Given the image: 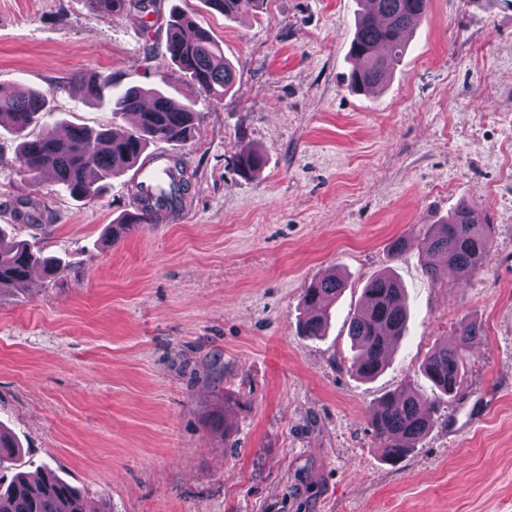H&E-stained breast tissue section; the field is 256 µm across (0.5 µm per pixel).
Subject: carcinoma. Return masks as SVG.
<instances>
[{"label": "carcinoma", "instance_id": "obj_1", "mask_svg": "<svg viewBox=\"0 0 512 512\" xmlns=\"http://www.w3.org/2000/svg\"><path fill=\"white\" fill-rule=\"evenodd\" d=\"M160 0H87L89 9L98 15L150 14L157 11ZM364 5L359 13L350 54L356 62L349 83L362 91L383 86L400 64L406 49L407 34L426 16L429 0H358ZM207 6L226 16L237 17L257 11L263 0H205ZM195 25L194 19L174 10L169 21L166 52L186 81L216 98H224L233 88L235 76L224 60V51L206 31L197 30L193 39L184 31ZM109 79L90 77L83 80V94L88 101H98ZM48 94L29 88L0 86V124L9 123L17 135L16 159L26 179L39 183L46 172L54 176L75 199H94L102 194L104 182L136 163L148 146L157 141L176 145L187 142L197 120L193 105L172 104L166 91L159 88L131 86L112 98L113 115L130 118L132 128L120 135L111 129H88L65 121L59 130L32 138L28 129L48 111ZM263 161L252 150L237 155L240 172L248 175ZM169 190L152 193L140 183L133 198L147 222L162 211L182 205L188 191V179L179 159L172 157L164 167ZM475 207L463 203L455 207L441 224H421L415 234L401 237L391 244L399 254L416 244L428 259L427 277L438 282L453 270L468 277L479 269L489 250L487 225L475 219ZM60 261L44 257L24 241L4 243L0 229V298L14 286L26 281L39 270L54 277ZM345 287L340 274H328L305 290L306 315L299 322L301 335L318 340L325 335L330 317L329 303ZM407 322L405 289L388 272L369 279L363 288L360 307L349 325L355 355L352 369L370 379L385 367L394 343L403 336ZM477 334L474 324L461 326L457 337L437 344L423 364L426 376L448 397H454L464 373V352ZM431 405L421 401L407 388L385 395L373 411L370 426L376 447L383 459L398 461L412 452L434 425ZM18 453L14 438L0 428V470L9 467ZM0 512H87L80 489L59 478L49 468L34 483L23 473L4 484L0 482Z\"/></svg>", "mask_w": 512, "mask_h": 512}]
</instances>
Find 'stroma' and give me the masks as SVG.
<instances>
[{
  "label": "stroma",
  "instance_id": "stroma-1",
  "mask_svg": "<svg viewBox=\"0 0 512 512\" xmlns=\"http://www.w3.org/2000/svg\"><path fill=\"white\" fill-rule=\"evenodd\" d=\"M191 12L236 74L215 100L165 52ZM355 0H265L226 18L205 0L99 17L85 0H0V85L48 92L55 118L122 128L78 77L162 87L199 120L178 154L182 207L112 238L128 174L76 200L29 184L0 127V226L61 258L0 302V425L20 471L51 467L88 512H512V0H430L375 95L352 90ZM264 154L252 176L236 156ZM26 196L53 219L19 221ZM463 202L491 227L481 268L427 278L394 240ZM392 269L409 305L386 369L363 381L348 336L364 283ZM341 271L326 336H300L306 288ZM473 322L458 394L421 368ZM434 403L413 453L384 464L370 419L387 392Z\"/></svg>",
  "mask_w": 512,
  "mask_h": 512
}]
</instances>
